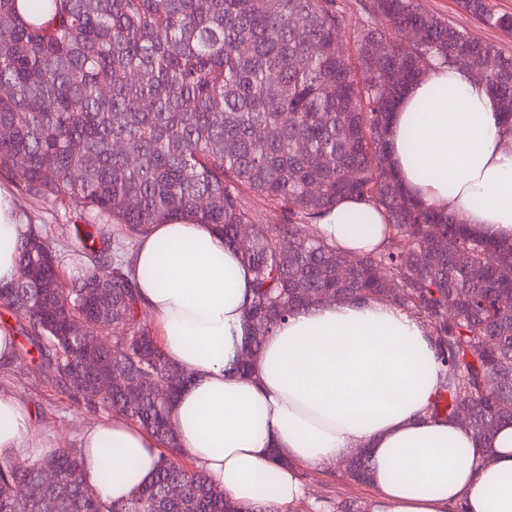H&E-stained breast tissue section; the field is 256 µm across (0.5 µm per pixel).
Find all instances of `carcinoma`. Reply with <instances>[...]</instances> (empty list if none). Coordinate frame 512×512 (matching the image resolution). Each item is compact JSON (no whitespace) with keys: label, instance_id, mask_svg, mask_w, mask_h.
<instances>
[{"label":"carcinoma","instance_id":"cac0c4a2","mask_svg":"<svg viewBox=\"0 0 512 512\" xmlns=\"http://www.w3.org/2000/svg\"><path fill=\"white\" fill-rule=\"evenodd\" d=\"M27 2L0 0V179L86 227L73 225L80 248L68 274L42 224L18 245L17 277L0 285V309L39 367L78 393L71 375L89 352L84 324L94 322L112 336L103 354L113 371L177 393L181 367L140 322L131 258L152 225L190 219L236 245L252 272L241 373L300 309L327 297L385 302L429 328L447 367L433 416L466 408L480 440L512 422V242L479 237L410 195L386 152L405 86L458 57L512 128V54L418 0H365L350 37L360 80L340 43L336 0H36L26 19L18 4ZM461 4L512 33V14L490 0ZM409 29L418 41L374 54L375 43ZM348 197L388 217V245L352 265L311 230ZM256 199L278 207V225L262 224ZM245 224L258 229L242 248ZM125 393L114 385L93 405L110 410ZM172 402L145 392L126 408L160 447L154 477L129 499H100L82 479L80 453L58 448L35 459L0 454V512H266L176 462ZM348 465L368 482L367 454ZM47 468L63 474L52 488L40 481ZM176 482L184 493L173 499L166 489ZM18 485L26 495H14Z\"/></svg>","mask_w":512,"mask_h":512}]
</instances>
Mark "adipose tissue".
Wrapping results in <instances>:
<instances>
[{"mask_svg":"<svg viewBox=\"0 0 512 512\" xmlns=\"http://www.w3.org/2000/svg\"><path fill=\"white\" fill-rule=\"evenodd\" d=\"M391 163L427 204L495 241L512 239V132L482 83L445 66L409 85L387 131ZM385 212L349 198L316 230L356 255L383 248ZM31 224L0 186V283L17 273ZM162 348L190 380L171 406L182 451L236 502L284 512L305 490L301 465L365 450L373 512H512V423L477 440L458 418L433 419L442 382L427 329L381 302L299 311L268 336L251 375L237 361L252 275L238 251L192 220L154 225L132 261ZM31 417L0 392V453L39 456ZM83 479L105 501L130 497L159 465L156 440L123 418L80 435Z\"/></svg>","mask_w":512,"mask_h":512,"instance_id":"1","label":"adipose tissue"}]
</instances>
